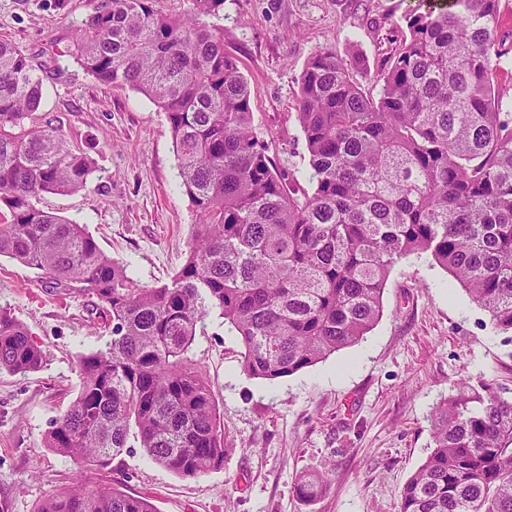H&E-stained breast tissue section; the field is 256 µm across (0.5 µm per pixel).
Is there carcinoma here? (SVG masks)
Segmentation results:
<instances>
[{"instance_id":"1","label":"carcinoma","mask_w":512,"mask_h":512,"mask_svg":"<svg viewBox=\"0 0 512 512\" xmlns=\"http://www.w3.org/2000/svg\"><path fill=\"white\" fill-rule=\"evenodd\" d=\"M502 0H446L407 19L409 36L362 90L358 56L316 51L300 78L298 122L312 193L287 187L253 127L247 80L209 17L224 0H188L178 15L152 0H102L75 30L73 55L102 83L127 84L165 112L180 187L198 224L172 282L146 288L84 225L37 206L74 193L94 162L33 115L43 79L0 40V256L55 288L97 297L112 341L82 356L77 396L42 447L78 468L105 466L129 438L184 478L224 461L211 386L188 356L211 313L242 345V368L291 376L364 339L388 277L430 255L495 328L512 333V68L498 37ZM43 352L0 310V371L39 370ZM434 447L404 485L399 512H512V396L462 383L431 415ZM322 472L298 478L313 501ZM34 512H155L148 500L77 474Z\"/></svg>"}]
</instances>
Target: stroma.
<instances>
[{"label":"stroma","mask_w":512,"mask_h":512,"mask_svg":"<svg viewBox=\"0 0 512 512\" xmlns=\"http://www.w3.org/2000/svg\"><path fill=\"white\" fill-rule=\"evenodd\" d=\"M100 0H0V39L44 79L39 107L94 172L73 194L38 205L85 224L101 250L142 286L170 283L197 222L180 188L165 113L130 86L104 84L74 60L72 34ZM430 0H224V49L248 81L253 125L285 176L302 177L308 153L296 118L309 57L329 48L363 57L357 80L377 95L406 20ZM0 308L41 347L28 374L0 373V512H33L68 486L73 463L42 448L50 422L75 399L82 355L106 348L101 302L44 285L35 270L0 258ZM242 346L217 315L198 326L189 355L204 369L224 425L223 464L183 478L127 449L88 484L145 498L157 512H398L400 492L433 448L429 416L460 382L512 394V335L431 258L391 271L366 338L275 381L249 376ZM330 466L326 492L298 497L300 473Z\"/></svg>","instance_id":"35a3bbf8"}]
</instances>
